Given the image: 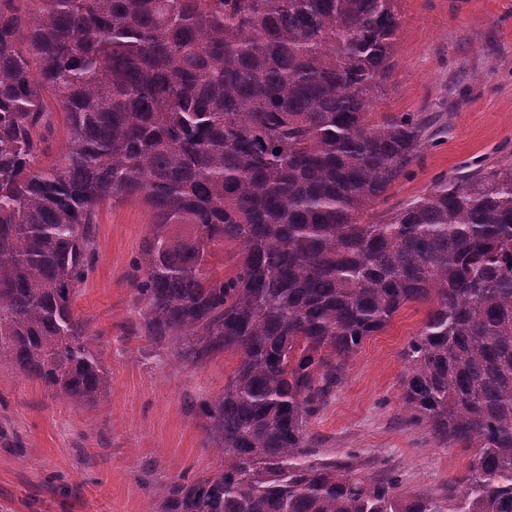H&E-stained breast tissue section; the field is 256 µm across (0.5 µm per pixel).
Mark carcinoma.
<instances>
[{"label": "carcinoma", "instance_id": "obj_1", "mask_svg": "<svg viewBox=\"0 0 512 512\" xmlns=\"http://www.w3.org/2000/svg\"><path fill=\"white\" fill-rule=\"evenodd\" d=\"M398 28L395 0H0V361L103 397L73 296L99 206L137 197L141 331L240 354L203 404L224 468L162 486L161 512H512V163L362 221L429 125L374 111ZM48 90L69 145L44 165ZM227 244L229 277L208 261ZM413 302L404 411L474 449L438 498L307 444L343 363Z\"/></svg>", "mask_w": 512, "mask_h": 512}]
</instances>
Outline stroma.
Returning <instances> with one entry per match:
<instances>
[{
    "label": "stroma",
    "mask_w": 512,
    "mask_h": 512,
    "mask_svg": "<svg viewBox=\"0 0 512 512\" xmlns=\"http://www.w3.org/2000/svg\"><path fill=\"white\" fill-rule=\"evenodd\" d=\"M393 69L376 111L418 112L434 126L366 218L396 210L458 175L512 161V0H397ZM141 199L101 204L93 253L74 310L109 387L96 405L53 394L0 362V512H159V489L208 476L223 456L202 404L217 400L239 356L177 360L171 343L142 336L132 266L150 230ZM427 304L404 306L365 338L309 424L316 459L396 479L408 498L441 497L473 457L436 441L402 405V352Z\"/></svg>",
    "instance_id": "obj_1"
}]
</instances>
